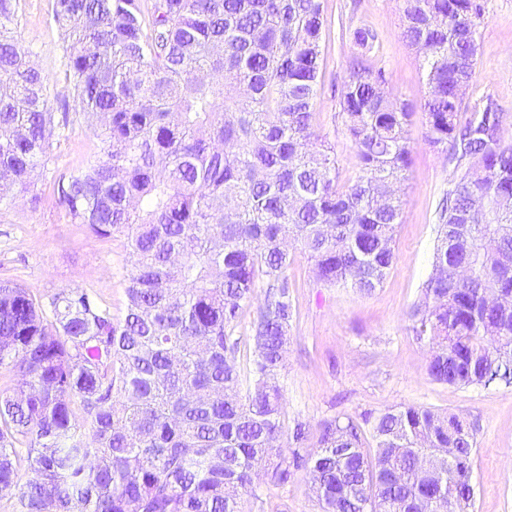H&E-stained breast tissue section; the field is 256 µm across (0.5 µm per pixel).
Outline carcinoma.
I'll list each match as a JSON object with an SVG mask.
<instances>
[{
    "label": "carcinoma",
    "instance_id": "1",
    "mask_svg": "<svg viewBox=\"0 0 512 512\" xmlns=\"http://www.w3.org/2000/svg\"><path fill=\"white\" fill-rule=\"evenodd\" d=\"M401 36L427 87L425 138L466 161L442 209L432 272L412 317L429 375L457 388L512 383V142L491 101L466 105L485 0H400ZM20 0H0V209L30 191L65 136L49 106ZM65 77L100 150L54 183L69 224L125 238L122 316L86 290L37 293L0 279V495L20 512H242L254 475L308 469L320 512H465L474 434L426 406L389 409L366 430L283 431L276 381L293 317L292 241L316 279L378 288L392 268L411 164V105L356 61L340 114L358 175L340 182L316 129L322 0H53ZM364 51L377 36L352 32ZM470 112L466 120L461 113ZM254 358L229 329L256 288ZM81 420H76L74 401ZM457 448L440 480L437 450ZM27 464L30 476L19 483Z\"/></svg>",
    "mask_w": 512,
    "mask_h": 512
}]
</instances>
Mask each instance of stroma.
<instances>
[{
  "mask_svg": "<svg viewBox=\"0 0 512 512\" xmlns=\"http://www.w3.org/2000/svg\"><path fill=\"white\" fill-rule=\"evenodd\" d=\"M476 78L468 102L489 97L503 113L501 135L512 142V0H486ZM325 54L316 101V127L327 134L341 180L358 172L355 147L345 132L338 94L356 57L384 68L389 92L412 104V162L400 186L402 221L396 261L383 285L371 293L329 286L316 280L301 248L293 250L290 291L294 316L285 367L284 429L295 421L308 426V446H315L325 422L337 416L371 420L387 409L423 405L458 414L472 426L476 446L471 481L473 512H512V384L459 389L432 380L427 371L432 346L417 336L411 311L432 272L440 206L457 179V165L447 152L426 139L422 104L426 86L415 51L401 36L399 0H323ZM20 39L30 44L33 61L47 78L50 105L72 96L64 76V48L53 19L52 0H21ZM370 29L375 47L362 52L351 36L340 35L337 22ZM98 148L83 118H75L66 139L54 141L52 160L33 186L41 198L30 207L18 198L0 211V278L42 293L61 288L98 294L113 314L125 307L130 255L123 238L102 241L86 226L68 224L55 203L53 185ZM256 496H243V512H320L307 470L292 471L276 485L268 476L256 482Z\"/></svg>",
  "mask_w": 512,
  "mask_h": 512,
  "instance_id": "obj_1",
  "label": "stroma"
}]
</instances>
